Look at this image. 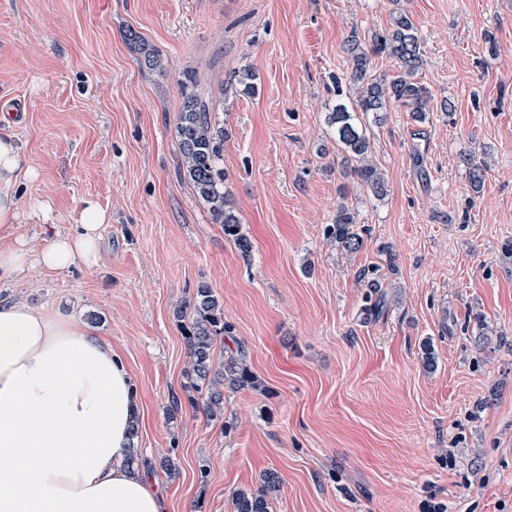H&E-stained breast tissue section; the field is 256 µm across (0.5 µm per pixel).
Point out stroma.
Returning a JSON list of instances; mask_svg holds the SVG:
<instances>
[{
	"label": "stroma",
	"instance_id": "stroma-1",
	"mask_svg": "<svg viewBox=\"0 0 512 512\" xmlns=\"http://www.w3.org/2000/svg\"><path fill=\"white\" fill-rule=\"evenodd\" d=\"M412 16L432 99L369 133L384 198L343 176L326 123L344 48ZM135 29L166 62L141 66ZM250 67L255 91L225 94ZM224 128V191L242 256L178 168L184 93ZM0 123L37 179H20L32 248L111 218L102 258L0 281V301L64 310L124 358L141 395L139 466L167 512H232L265 472L270 512H512V0H0ZM453 111H445V104ZM487 164L473 193L465 158ZM51 208L49 222L34 213ZM356 212L353 254L323 234ZM388 304L367 315L361 270ZM245 349L256 387L210 418L186 395L176 315L199 285Z\"/></svg>",
	"mask_w": 512,
	"mask_h": 512
}]
</instances>
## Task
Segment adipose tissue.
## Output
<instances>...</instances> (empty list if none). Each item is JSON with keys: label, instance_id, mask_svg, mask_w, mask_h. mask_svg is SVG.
<instances>
[{"label": "adipose tissue", "instance_id": "1", "mask_svg": "<svg viewBox=\"0 0 512 512\" xmlns=\"http://www.w3.org/2000/svg\"><path fill=\"white\" fill-rule=\"evenodd\" d=\"M36 178L0 136V225L19 220V177ZM109 217L86 200L73 231L40 251L0 249V279L36 264L65 271L99 259ZM140 395L112 346L66 313L0 303V512H166V499L128 466Z\"/></svg>", "mask_w": 512, "mask_h": 512}]
</instances>
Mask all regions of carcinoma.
Instances as JSON below:
<instances>
[{
	"instance_id": "obj_1",
	"label": "carcinoma",
	"mask_w": 512,
	"mask_h": 512,
	"mask_svg": "<svg viewBox=\"0 0 512 512\" xmlns=\"http://www.w3.org/2000/svg\"><path fill=\"white\" fill-rule=\"evenodd\" d=\"M126 40L141 57L148 69L163 65L162 59L151 49L139 32L128 29ZM348 60L346 82H336V102L326 115L328 126L336 138L342 158L344 174L353 176L381 198L386 195L387 182L384 174L370 158L371 139L362 117L373 116L375 123L384 120L390 106H402L417 123L425 122L430 89L417 76L423 67L418 28L411 16L399 12L382 32L374 34L368 45L356 38L348 40L345 48ZM384 54L396 61L398 72L388 77L375 76L370 72L371 57ZM255 75L249 68H242L225 82L224 91L233 85L244 91L255 90ZM176 138L180 158V170L191 185L195 195L208 207L213 223L221 225L224 238L231 241L243 256L252 250L249 237L243 233L239 217L228 206L224 193V128L213 116L208 101L193 94L183 96L176 122ZM469 169V184L474 193L483 187L486 166L471 158L465 160ZM356 212L340 205L332 223L324 228L326 237L336 245L353 253L361 247V239L353 232ZM360 278L367 280V287L375 291V299L366 308L367 313L377 315L386 306V295L378 293L379 283L371 273L363 272ZM179 317L187 318L185 339L190 349L191 367L186 371L189 385L188 402L203 406L210 415L224 413V388L233 390L255 386L256 380L241 358L224 360L223 370L211 376L214 361V345L217 339L231 333L232 326L224 322V308L219 297L207 285H200L192 300L179 311ZM263 485L254 491L238 492L233 499L234 512H269L268 494L275 488L278 476L266 474Z\"/></svg>"
}]
</instances>
